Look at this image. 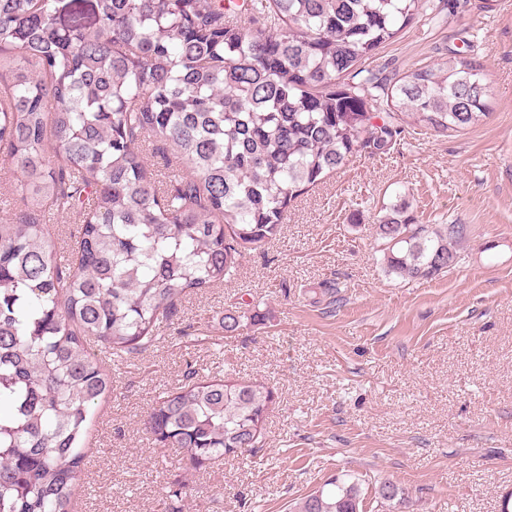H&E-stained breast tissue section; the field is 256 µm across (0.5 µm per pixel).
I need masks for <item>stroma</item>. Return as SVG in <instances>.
Instances as JSON below:
<instances>
[{"label":"stroma","instance_id":"stroma-1","mask_svg":"<svg viewBox=\"0 0 512 512\" xmlns=\"http://www.w3.org/2000/svg\"><path fill=\"white\" fill-rule=\"evenodd\" d=\"M418 17L367 70L479 64L487 115L456 135L409 129L389 154L356 155L290 206L277 237L234 280L187 296L154 345L112 359L77 483V512H289L330 475L407 493L393 512H500L512 492V0H456ZM408 203L418 223L462 224L457 263L388 273L375 226ZM242 325L224 332V313ZM262 321H253L254 313ZM272 382L260 452L200 469L145 429L187 372Z\"/></svg>","mask_w":512,"mask_h":512}]
</instances>
